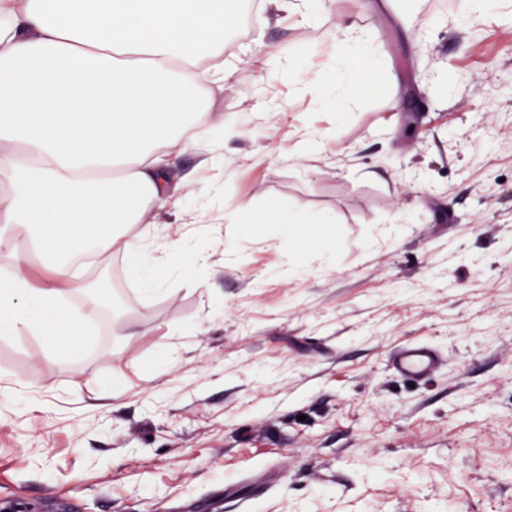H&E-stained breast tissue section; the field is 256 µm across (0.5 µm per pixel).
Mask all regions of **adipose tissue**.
Segmentation results:
<instances>
[{"instance_id": "adipose-tissue-1", "label": "adipose tissue", "mask_w": 512, "mask_h": 512, "mask_svg": "<svg viewBox=\"0 0 512 512\" xmlns=\"http://www.w3.org/2000/svg\"><path fill=\"white\" fill-rule=\"evenodd\" d=\"M226 22L224 0H0V333L33 325L55 344L99 307L77 257L176 209L169 161L206 123ZM31 254L50 270L36 286ZM71 292L85 302L61 310Z\"/></svg>"}]
</instances>
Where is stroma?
I'll list each match as a JSON object with an SVG mask.
<instances>
[{
  "label": "stroma",
  "instance_id": "1",
  "mask_svg": "<svg viewBox=\"0 0 512 512\" xmlns=\"http://www.w3.org/2000/svg\"><path fill=\"white\" fill-rule=\"evenodd\" d=\"M307 7L263 0L225 51L173 162L181 212L95 268L111 317L53 349L0 335V512H225V483L267 471L242 512H512V0ZM345 25L358 92L325 105ZM227 120L218 175L199 161ZM268 208L321 236L253 223ZM157 231L186 242L176 272L133 273ZM413 342L447 359L421 384L390 366Z\"/></svg>",
  "mask_w": 512,
  "mask_h": 512
}]
</instances>
